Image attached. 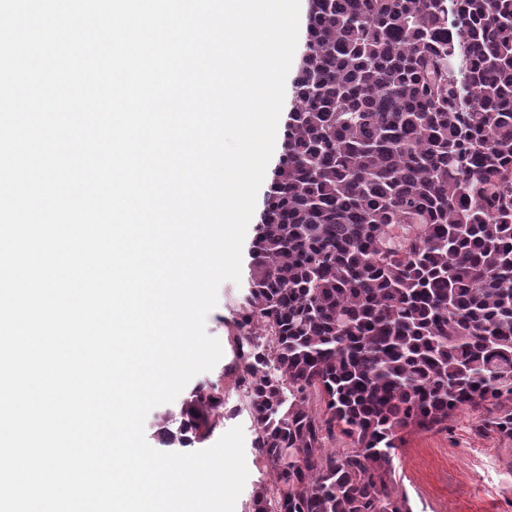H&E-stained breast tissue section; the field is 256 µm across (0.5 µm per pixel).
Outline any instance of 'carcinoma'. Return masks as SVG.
<instances>
[{
  "mask_svg": "<svg viewBox=\"0 0 512 512\" xmlns=\"http://www.w3.org/2000/svg\"><path fill=\"white\" fill-rule=\"evenodd\" d=\"M453 2L308 0L227 320L233 412L269 475L249 512H409L398 432L512 403V0ZM222 408L198 386L159 438L200 443Z\"/></svg>",
  "mask_w": 512,
  "mask_h": 512,
  "instance_id": "1",
  "label": "carcinoma"
}]
</instances>
